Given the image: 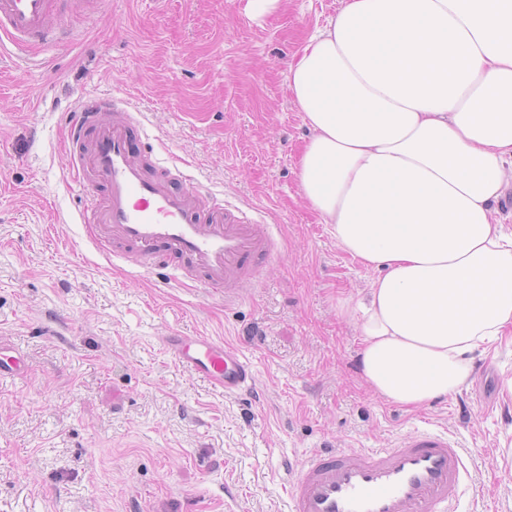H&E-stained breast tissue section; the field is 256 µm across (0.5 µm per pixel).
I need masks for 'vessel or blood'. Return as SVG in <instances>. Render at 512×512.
Masks as SVG:
<instances>
[{
	"label": "vessel or blood",
	"instance_id": "obj_1",
	"mask_svg": "<svg viewBox=\"0 0 512 512\" xmlns=\"http://www.w3.org/2000/svg\"><path fill=\"white\" fill-rule=\"evenodd\" d=\"M71 3L0 0V41L26 54L70 40ZM140 126L128 102L111 94L86 95L67 115L72 180L92 175L105 187L103 200L89 199L78 210L88 238L103 252L121 244V258L137 268L237 298L275 252L269 225L217 200L202 213L197 183L170 166L148 175L135 148ZM162 343L184 370L225 393L253 387L250 363L227 341L166 336ZM470 477L465 449L431 429L389 448H323L292 470L291 512H449Z\"/></svg>",
	"mask_w": 512,
	"mask_h": 512
}]
</instances>
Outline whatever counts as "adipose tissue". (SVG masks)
<instances>
[{"label": "adipose tissue", "instance_id": "1", "mask_svg": "<svg viewBox=\"0 0 512 512\" xmlns=\"http://www.w3.org/2000/svg\"><path fill=\"white\" fill-rule=\"evenodd\" d=\"M288 68L302 195L373 277L341 301L376 395L414 410L512 343V0H341Z\"/></svg>", "mask_w": 512, "mask_h": 512}]
</instances>
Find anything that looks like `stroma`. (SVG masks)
<instances>
[{
  "mask_svg": "<svg viewBox=\"0 0 512 512\" xmlns=\"http://www.w3.org/2000/svg\"><path fill=\"white\" fill-rule=\"evenodd\" d=\"M101 0L71 41L24 66L0 51V512H290L289 463L322 448H388L418 428L471 450L457 512H512V345L476 357L454 398L408 411L361 377L342 299L370 280L303 198L309 135L287 85L300 46L340 0ZM128 100L162 162L202 193L255 207L279 254L233 303L135 272L78 222L100 181L69 176L63 112L86 94ZM217 336L249 359L252 391L191 376L162 337ZM286 0H246L243 7L245 15L253 20H261L284 8Z\"/></svg>",
  "mask_w": 512,
  "mask_h": 512,
  "instance_id": "obj_1",
  "label": "stroma"
}]
</instances>
